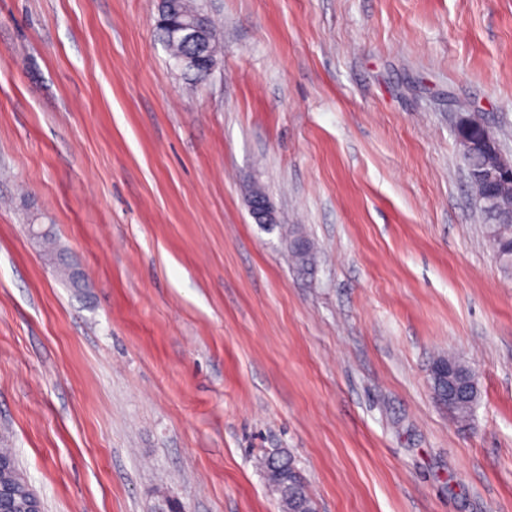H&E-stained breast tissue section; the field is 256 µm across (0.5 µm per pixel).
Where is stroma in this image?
I'll return each mask as SVG.
<instances>
[{"mask_svg": "<svg viewBox=\"0 0 512 512\" xmlns=\"http://www.w3.org/2000/svg\"><path fill=\"white\" fill-rule=\"evenodd\" d=\"M205 4L194 83L157 0H0V448L43 512H282L273 450L317 512H512V274L456 128L512 156V0ZM247 201L251 214L258 224H277L273 205L262 191L250 194ZM453 362H447L448 369V403L463 401L474 395L479 386V377L475 371L467 366V371L459 375Z\"/></svg>", "mask_w": 512, "mask_h": 512, "instance_id": "1", "label": "stroma"}]
</instances>
